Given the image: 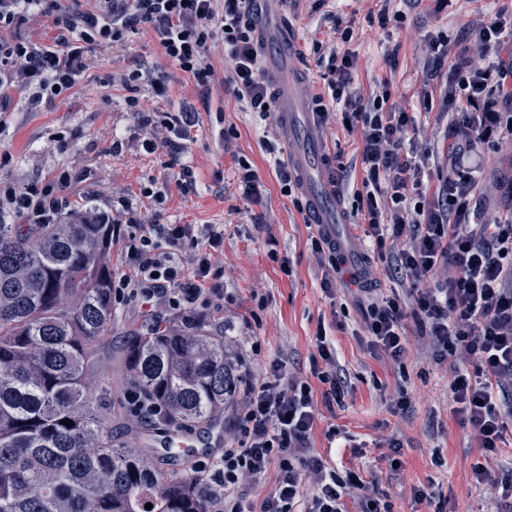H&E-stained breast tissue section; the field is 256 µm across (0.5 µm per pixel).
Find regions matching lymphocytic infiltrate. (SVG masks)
Returning a JSON list of instances; mask_svg holds the SVG:
<instances>
[{"label": "lymphocytic infiltrate", "mask_w": 512, "mask_h": 512, "mask_svg": "<svg viewBox=\"0 0 512 512\" xmlns=\"http://www.w3.org/2000/svg\"><path fill=\"white\" fill-rule=\"evenodd\" d=\"M251 0H95L94 9L72 10L65 0H0V112L10 111L22 96L29 111L49 105L74 88L86 65L84 44L113 47L137 27L149 29L164 54L197 87L209 89L215 75L213 51L233 61L226 79L250 111L267 118L273 94L262 74L251 24ZM50 20L53 36L39 43L23 31L35 18ZM483 48L474 61L462 39L439 32L428 35L429 79L444 78L440 92L423 89L424 113L440 108L449 122L441 154L447 174L422 178L431 155L414 113L390 102L387 81L369 93L354 89L358 57L350 44L352 25H336V43L314 44L325 72L311 99L321 126L340 122L359 137L361 187L339 182L338 196L353 195L354 224L373 252L385 260L400 290L378 293L369 270L356 280L369 297L365 329L371 349L400 360L406 352V319L429 336L438 357L462 354L468 367H452L448 390L461 424L470 426L481 448L496 452L512 420V179L502 185L509 205L492 216L480 211L482 196L472 161L488 149L512 148V16L499 8L474 29ZM143 74H126V105L139 128L159 126L163 137L130 141L113 137L112 153L137 145L152 154L184 139L195 121L192 112L158 117L139 97ZM69 169H57L36 181L0 179L1 224H60L79 218L68 191ZM98 215L124 243L127 268L112 276V299L136 302L154 331L164 324L154 313L164 307L188 330L206 325L223 309L224 294L214 280L215 258L224 248V231L213 224H159L139 208L120 200L118 209ZM321 360L313 373L324 384L326 402L342 403L346 385L325 328L316 332ZM238 401L237 438L225 442L221 456L192 463L213 484V512H345L349 488L361 486L359 475L338 474L311 455L309 439L316 424L312 388L282 365L270 377L245 379ZM279 477L260 507L248 503L239 483L261 482L271 463ZM312 493H304L305 483Z\"/></svg>", "instance_id": "1"}]
</instances>
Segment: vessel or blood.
<instances>
[{
    "instance_id": "obj_1",
    "label": "vessel or blood",
    "mask_w": 512,
    "mask_h": 512,
    "mask_svg": "<svg viewBox=\"0 0 512 512\" xmlns=\"http://www.w3.org/2000/svg\"><path fill=\"white\" fill-rule=\"evenodd\" d=\"M276 0H255L253 25L267 76L276 92V111L280 128L286 134H315L319 125L317 113L307 108L310 90L307 80L296 77L283 80L281 64L295 56L298 43L292 28L275 7ZM325 143L314 142L308 153L294 157L293 166L300 179L301 190L312 209L310 223L321 225L335 234L334 203L336 173Z\"/></svg>"
}]
</instances>
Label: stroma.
Returning <instances> with one entry per match:
<instances>
[{
	"label": "stroma",
	"instance_id": "1",
	"mask_svg": "<svg viewBox=\"0 0 512 512\" xmlns=\"http://www.w3.org/2000/svg\"><path fill=\"white\" fill-rule=\"evenodd\" d=\"M376 0H338L336 12L353 21L357 38L351 48L358 55L356 84L369 90L378 79L387 80L398 107L419 109L426 71L424 37L447 32L450 37L470 31L479 14L512 0H451L435 11L432 0H421L410 15V28L383 31L369 25L367 14ZM301 55L291 62L294 74L321 84V70L310 47L315 41L331 42L330 22L312 12L309 0L299 6L284 4ZM90 67L77 87L50 106L30 112L22 99L13 111L0 115V151L11 161L0 176L32 181L66 167L75 180L70 188L78 207L103 206L122 197L143 208H156L165 224H219L224 228V254L219 282L224 287V310L208 324L223 336L238 372L262 378L271 365L308 379L317 413L309 446L315 456L337 472L354 471L365 486L344 498L346 512H362L370 495L385 498L391 512H512V501L500 497L499 482L512 477V426L497 454L484 455L470 427L462 426L448 397V378L460 356L436 360L415 324H408L407 353L401 361L373 352L365 334L364 294L350 270L338 275L332 292L321 287V270L310 249L316 228L307 224L280 192L268 151L288 159L302 151V139L281 134L274 117L259 119L248 112L223 80L228 64L215 56V80L208 96H201L192 79L163 54L144 28L129 32L123 44L106 48L87 45ZM163 73L169 88L166 99L155 97L142 83L145 104L159 112L196 111L188 140L154 154L130 148L112 154V134L125 137L139 130L125 105L127 92L119 78L134 71ZM233 128L234 137L221 131ZM247 159L265 186L261 203L242 194L237 181L239 159ZM152 185L162 190L160 204H152L142 190ZM265 228H258V221ZM277 239L279 255L287 257L292 276L273 262L265 244ZM143 317L136 305L114 308L112 331L100 344L102 376L114 381L112 408L121 411L123 394L113 373L127 335L140 329ZM325 326L336 352V370L347 393L342 405L326 404L323 385L311 373L316 351V331ZM339 438L328 436L329 429ZM399 450H392V442ZM402 465L391 469L392 458ZM483 464L490 481L474 485L475 464ZM429 496L417 500L415 487Z\"/></svg>",
	"mask_w": 512,
	"mask_h": 512
}]
</instances>
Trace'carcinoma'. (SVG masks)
I'll return each instance as SVG.
<instances>
[{"mask_svg": "<svg viewBox=\"0 0 512 512\" xmlns=\"http://www.w3.org/2000/svg\"><path fill=\"white\" fill-rule=\"evenodd\" d=\"M111 251L110 224H0V512H211L202 476L112 430L97 377ZM118 366L173 431L215 427L237 386L224 337L204 331L136 332Z\"/></svg>", "mask_w": 512, "mask_h": 512, "instance_id": "1", "label": "carcinoma"}]
</instances>
